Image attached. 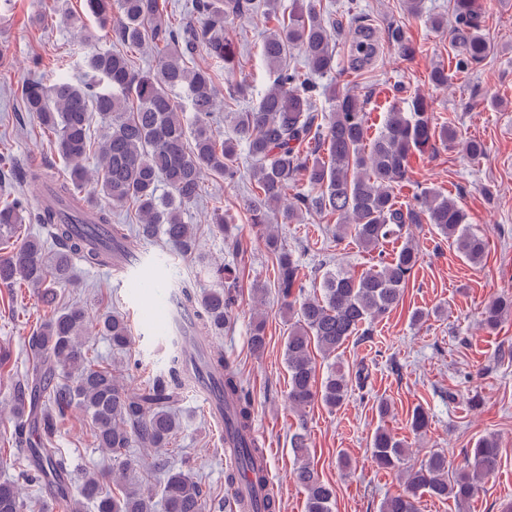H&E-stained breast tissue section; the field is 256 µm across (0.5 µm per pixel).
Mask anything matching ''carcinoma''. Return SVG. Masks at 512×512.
<instances>
[{
	"label": "carcinoma",
	"mask_w": 512,
	"mask_h": 512,
	"mask_svg": "<svg viewBox=\"0 0 512 512\" xmlns=\"http://www.w3.org/2000/svg\"><path fill=\"white\" fill-rule=\"evenodd\" d=\"M86 10L99 26L112 27L123 45L157 50V73L134 69L122 51H95L85 59L93 80L81 84L58 75L50 85L29 81L23 88L26 110L35 114L42 129L53 138L67 172L49 187L52 202L37 209L22 199L0 205V244L12 238L26 222L41 225L57 249L49 254L42 240L25 237L10 254L0 259V286L18 285L37 290L47 306L55 303V285L72 279L76 263L106 266L110 245L137 243L159 236L187 253L195 248L194 227L183 214L202 196L205 177L216 175L226 183L238 180L236 147L243 144L253 160L251 180L259 193L248 199L249 223L266 231L265 243L278 253L276 288L289 313L297 320L286 342L288 403L302 410L319 400L337 409L351 392L337 353L357 334L366 336L375 322L396 309L404 288L420 262L411 228L432 224L472 265L483 261L487 242L470 231L467 214L451 197L423 190L415 203L405 207L393 196L394 185L408 174L410 159L432 148L433 140L456 141L451 128L436 130L427 100L412 97V112L397 107L387 112L380 133L367 140L363 102L351 92L329 86L332 112L319 116L314 101L320 86L313 76L336 71L331 47V28L312 3H294L288 21L272 28L263 39L260 56L273 76V84L253 107L227 112L229 136L214 127L221 109L215 74L195 58L201 50L210 59L224 62V76H234L235 43L224 37V24L266 11L277 14L278 0H194L193 15L182 24L171 22L161 0H86ZM458 50L454 68L467 73L491 53L482 27L483 0H452ZM367 41L353 48L348 68L362 70L372 64L376 46L371 28L357 25ZM387 43L399 55L409 57L413 47L397 24L387 26ZM297 48L304 68L286 65L288 50ZM187 92L194 112L193 142L187 143L183 110L171 92ZM103 123V134L92 142L91 113ZM96 150V167L89 173L83 160ZM303 178L317 190L313 196L288 195V185ZM104 204L89 218L82 217L78 194ZM134 208L136 224L112 223V210ZM339 218L336 239L353 238L359 246L377 250L390 239L404 245L389 259L357 272L338 270L324 274L318 291L304 292L300 268L293 255L278 247L274 225L301 221L303 212ZM211 223L224 240L239 247L234 219L224 210H212ZM219 286L197 289L191 281L179 284L185 305L196 313L194 332L217 335L231 319L236 302V272L219 266L213 270ZM512 315V300L488 303L481 325L489 332ZM89 312L81 306L55 311L29 337V348L38 356L32 372L17 380L7 405L14 418L9 438L17 449L14 464L30 467V481H46L60 489L67 512H84L92 502L97 512H154L151 495L128 473L135 464L126 449L166 448L180 428L172 403L180 390L194 383L187 355L170 353L167 371L136 390L128 391L120 371L85 350L82 337ZM96 328L112 348L127 350L131 334L123 317L110 312L98 315ZM253 351L266 345L263 320L253 321ZM332 360L321 380H316L313 350ZM206 363L222 372L224 402L232 403L231 428L242 441L237 469L263 474L264 449L252 437L253 403L233 363L220 350L205 354ZM76 408L90 420L97 447L112 453L117 471L128 478L115 495L103 491L102 475L87 471L76 488L69 486L67 459L54 447L59 425ZM298 464L294 481L303 489L306 512H333L334 487L320 479L310 465L307 436L293 439ZM372 456L383 468L404 465V441L384 429L372 439ZM500 457L497 438L484 435L467 450V469L448 473L447 453L432 452L419 467L407 469V492L390 495L379 512H419V495L471 500L480 479L495 471ZM164 512H202L204 491L188 472L169 470L162 491ZM20 491L11 482L0 483V512H23Z\"/></svg>",
	"instance_id": "carcinoma-1"
}]
</instances>
